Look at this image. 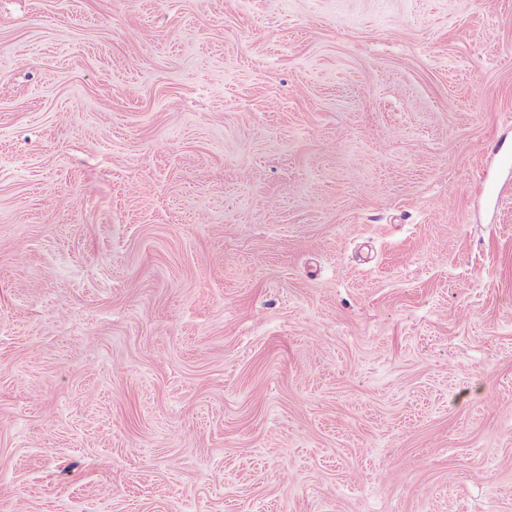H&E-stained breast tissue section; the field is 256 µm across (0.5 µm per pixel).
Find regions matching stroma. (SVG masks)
<instances>
[{
    "instance_id": "stroma-1",
    "label": "stroma",
    "mask_w": 512,
    "mask_h": 512,
    "mask_svg": "<svg viewBox=\"0 0 512 512\" xmlns=\"http://www.w3.org/2000/svg\"><path fill=\"white\" fill-rule=\"evenodd\" d=\"M0 512H512V0H0Z\"/></svg>"
}]
</instances>
